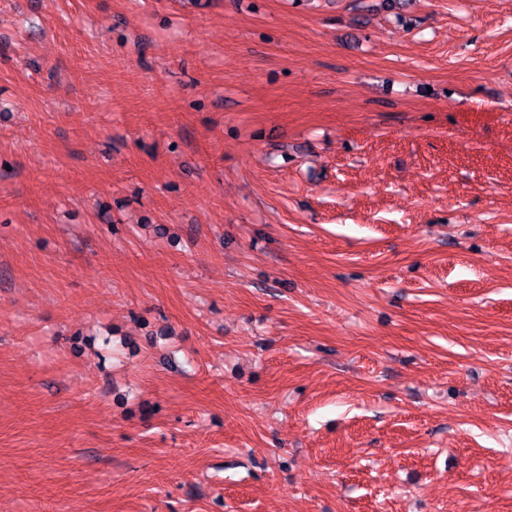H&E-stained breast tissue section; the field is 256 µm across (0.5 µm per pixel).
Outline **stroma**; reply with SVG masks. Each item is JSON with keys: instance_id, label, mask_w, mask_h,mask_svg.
Masks as SVG:
<instances>
[{"instance_id": "obj_1", "label": "stroma", "mask_w": 512, "mask_h": 512, "mask_svg": "<svg viewBox=\"0 0 512 512\" xmlns=\"http://www.w3.org/2000/svg\"><path fill=\"white\" fill-rule=\"evenodd\" d=\"M0 512H512V0H0Z\"/></svg>"}]
</instances>
